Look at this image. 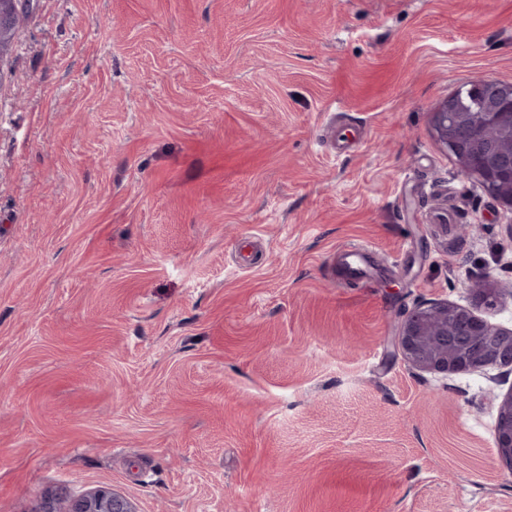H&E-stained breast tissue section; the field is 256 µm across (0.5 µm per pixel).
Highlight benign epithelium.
<instances>
[{"mask_svg":"<svg viewBox=\"0 0 512 512\" xmlns=\"http://www.w3.org/2000/svg\"><path fill=\"white\" fill-rule=\"evenodd\" d=\"M15 0H0V61L9 47L11 30L5 27ZM481 84L488 102L481 112H462L453 95L431 112L433 138L454 158L460 174L477 179L500 206L512 209V84L487 78ZM494 130L499 140L483 137ZM479 305L495 308L500 288L490 275L479 277L473 289ZM409 365L423 372L471 373L487 366L512 369V329L495 327L469 308L448 301H426L409 309L398 336ZM496 454L512 468V392L498 408L494 430ZM37 512H137L128 498L105 489L43 497Z\"/></svg>","mask_w":512,"mask_h":512,"instance_id":"benign-epithelium-1","label":"benign epithelium"}]
</instances>
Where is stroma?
I'll return each mask as SVG.
<instances>
[{"label": "stroma", "instance_id": "obj_1", "mask_svg": "<svg viewBox=\"0 0 512 512\" xmlns=\"http://www.w3.org/2000/svg\"><path fill=\"white\" fill-rule=\"evenodd\" d=\"M487 77L512 82V0H22L0 512L100 487L139 512H512V371L397 346L485 273L512 328V211L429 132ZM494 446L498 457L505 461L512 471V390L498 408Z\"/></svg>", "mask_w": 512, "mask_h": 512}]
</instances>
